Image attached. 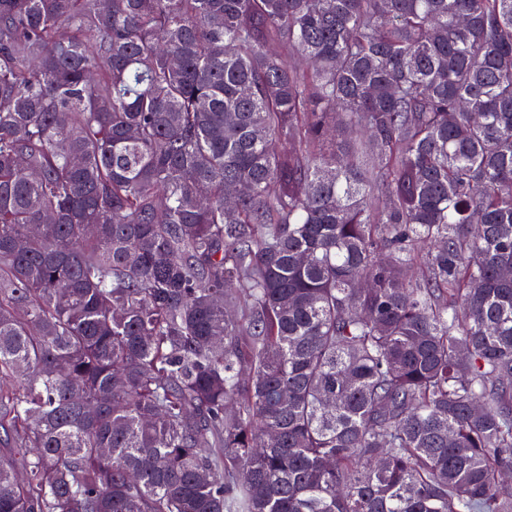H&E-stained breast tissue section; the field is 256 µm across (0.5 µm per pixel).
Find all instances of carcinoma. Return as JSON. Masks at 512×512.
I'll list each match as a JSON object with an SVG mask.
<instances>
[{"mask_svg": "<svg viewBox=\"0 0 512 512\" xmlns=\"http://www.w3.org/2000/svg\"><path fill=\"white\" fill-rule=\"evenodd\" d=\"M15 378L0 512H512V0H0Z\"/></svg>", "mask_w": 512, "mask_h": 512, "instance_id": "obj_1", "label": "carcinoma"}]
</instances>
